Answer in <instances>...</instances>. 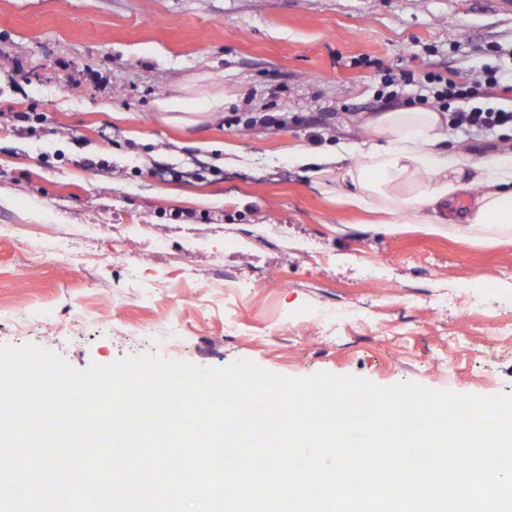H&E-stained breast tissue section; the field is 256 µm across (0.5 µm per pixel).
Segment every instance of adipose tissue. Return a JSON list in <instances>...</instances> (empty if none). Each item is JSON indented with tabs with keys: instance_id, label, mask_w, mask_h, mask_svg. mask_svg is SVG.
Listing matches in <instances>:
<instances>
[{
	"instance_id": "1",
	"label": "adipose tissue",
	"mask_w": 512,
	"mask_h": 512,
	"mask_svg": "<svg viewBox=\"0 0 512 512\" xmlns=\"http://www.w3.org/2000/svg\"><path fill=\"white\" fill-rule=\"evenodd\" d=\"M447 124L444 112H380L365 120L364 137L337 141L320 154L300 148L293 160L315 177L335 164L350 203L402 213L406 223H438L440 212L466 194L469 207L449 221V231L487 240L512 234V150L466 156L446 146ZM349 157L354 165H346Z\"/></svg>"
}]
</instances>
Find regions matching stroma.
Listing matches in <instances>:
<instances>
[{"mask_svg": "<svg viewBox=\"0 0 512 512\" xmlns=\"http://www.w3.org/2000/svg\"><path fill=\"white\" fill-rule=\"evenodd\" d=\"M492 45L512 68V0H0V345L512 395V237L388 223L290 157Z\"/></svg>", "mask_w": 512, "mask_h": 512, "instance_id": "stroma-1", "label": "stroma"}]
</instances>
